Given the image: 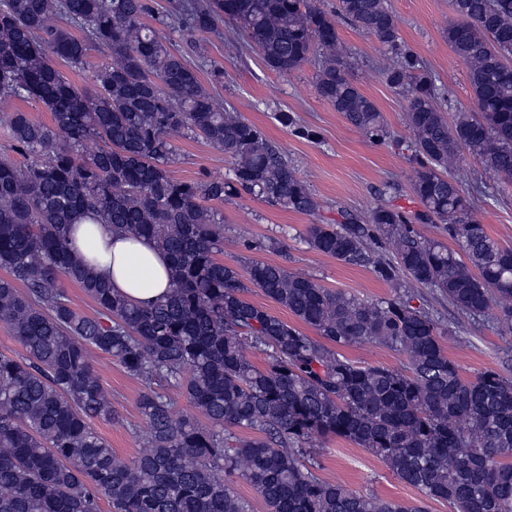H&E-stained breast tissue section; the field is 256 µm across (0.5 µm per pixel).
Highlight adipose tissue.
I'll list each match as a JSON object with an SVG mask.
<instances>
[{
	"label": "adipose tissue",
	"instance_id": "ef3b65f1",
	"mask_svg": "<svg viewBox=\"0 0 512 512\" xmlns=\"http://www.w3.org/2000/svg\"><path fill=\"white\" fill-rule=\"evenodd\" d=\"M71 245L114 292L135 304H148L169 292V262L155 244L112 232L103 224H78Z\"/></svg>",
	"mask_w": 512,
	"mask_h": 512
}]
</instances>
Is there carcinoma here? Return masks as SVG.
I'll return each mask as SVG.
<instances>
[{
    "label": "carcinoma",
    "mask_w": 512,
    "mask_h": 512,
    "mask_svg": "<svg viewBox=\"0 0 512 512\" xmlns=\"http://www.w3.org/2000/svg\"><path fill=\"white\" fill-rule=\"evenodd\" d=\"M453 4L444 37L466 65L474 108L449 118L448 93L401 37L387 0H337L332 10L317 0H167L159 15L150 0H0V98L40 102L53 117L49 125L13 112L9 137L25 163L0 159V322L25 350L0 355V512H101L103 501L109 512H252L232 489L237 478L267 512H424L319 478L303 463L314 435L366 449L451 512H512V378L464 377L443 346L451 330L414 304L426 288L512 335V247L489 235L452 175L467 154L512 187V0ZM148 16L185 32L200 61L204 36L223 21L279 74L319 52L317 95L385 144L387 123L350 72L339 24L378 41L386 82L406 101V158L423 210L345 212L307 225L304 242L371 268L391 297L361 299L259 261L244 278L218 259L224 198L244 192L307 215L322 203ZM93 52L104 61L88 85L56 67L79 69ZM276 119L318 139L291 113ZM173 132L223 152L231 180L174 179ZM89 139L99 143L90 154ZM86 222L153 241L170 262L167 298L140 307L112 293L70 248V228ZM438 223L455 247L420 230ZM63 280L93 299L95 316L71 307ZM253 288L316 336L251 302ZM248 339L265 352L263 366ZM363 342L406 355L409 369L340 352ZM96 353L147 385L138 400L147 434L130 460L91 425L117 417ZM156 382L182 389L206 422L176 410Z\"/></svg>",
    "instance_id": "obj_1"
}]
</instances>
